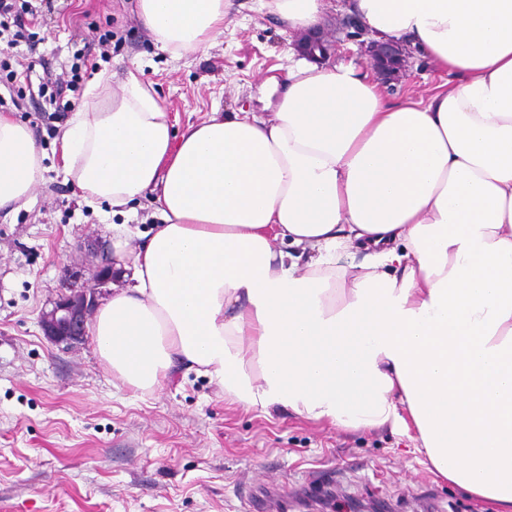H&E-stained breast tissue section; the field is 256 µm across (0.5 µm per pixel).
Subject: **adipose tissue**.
<instances>
[{
  "mask_svg": "<svg viewBox=\"0 0 512 512\" xmlns=\"http://www.w3.org/2000/svg\"><path fill=\"white\" fill-rule=\"evenodd\" d=\"M316 32L328 0H266ZM232 0H139L173 55L204 53ZM379 41L448 79L390 101L353 64L298 60L269 112L174 135L128 71L104 112L60 129L86 201L139 197L160 222L112 257L127 285L99 306L94 348L148 391L178 363L231 403L347 429L398 426L429 470L512 512V0H347ZM40 174L33 131L0 114V209ZM363 262H343L352 241ZM313 256L306 271L287 247Z\"/></svg>",
  "mask_w": 512,
  "mask_h": 512,
  "instance_id": "adipose-tissue-1",
  "label": "adipose tissue"
}]
</instances>
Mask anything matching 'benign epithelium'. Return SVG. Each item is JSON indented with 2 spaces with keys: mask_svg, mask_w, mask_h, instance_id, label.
<instances>
[{
  "mask_svg": "<svg viewBox=\"0 0 512 512\" xmlns=\"http://www.w3.org/2000/svg\"><path fill=\"white\" fill-rule=\"evenodd\" d=\"M338 32L348 39L367 34L360 18L355 15L344 16ZM299 48L305 55L318 61H325L331 55L329 45L321 34L304 37ZM365 51L368 52L370 66L384 84L402 74L409 59V50L399 43L371 40L366 43ZM112 265V254L106 253L81 285H76L72 279L66 283L69 293L60 295L52 308H44L39 314L38 325L43 336L56 344L79 343L88 336V324L98 296L102 288L115 278Z\"/></svg>",
  "mask_w": 512,
  "mask_h": 512,
  "instance_id": "1",
  "label": "benign epithelium"
}]
</instances>
